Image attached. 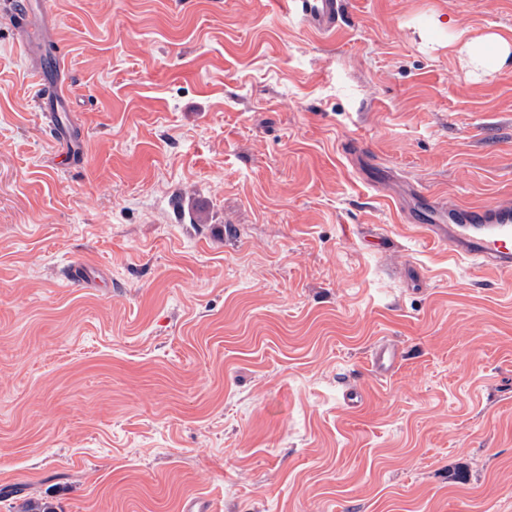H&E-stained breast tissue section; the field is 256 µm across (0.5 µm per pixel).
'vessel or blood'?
Segmentation results:
<instances>
[{
  "instance_id": "b4317fda",
  "label": "vessel or blood",
  "mask_w": 512,
  "mask_h": 512,
  "mask_svg": "<svg viewBox=\"0 0 512 512\" xmlns=\"http://www.w3.org/2000/svg\"><path fill=\"white\" fill-rule=\"evenodd\" d=\"M285 13L311 30L335 31L342 11V0H282ZM13 26L26 47H40L52 34L55 18L47 8L35 7L32 0H16L10 13ZM47 122H54L69 104L68 96L50 82L41 85ZM419 214L404 212L406 223L415 224L428 237L448 248L450 258L467 261L490 271L512 272V203L474 205L446 204L437 196L419 191ZM398 356L395 347L380 344L373 348L374 372L386 373Z\"/></svg>"
}]
</instances>
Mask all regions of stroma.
<instances>
[{
	"mask_svg": "<svg viewBox=\"0 0 512 512\" xmlns=\"http://www.w3.org/2000/svg\"><path fill=\"white\" fill-rule=\"evenodd\" d=\"M43 2L39 56L0 12V512H512V280L398 211L512 201V61L461 52L512 0ZM285 14L320 33L335 32L341 16V0H282ZM59 85V86H58ZM60 89H59V88ZM66 87V80L62 81V76H59V79L55 86L51 85V83L42 78L41 92L43 96V109L48 112H43V116L46 118L48 126L53 127L55 124V130L59 132V126L57 121V112L63 109H68L69 104V96L65 93L63 88ZM61 92H64V95L61 96ZM398 356V349L386 344H380L373 348L371 363L374 373H386Z\"/></svg>",
	"mask_w": 512,
	"mask_h": 512,
	"instance_id": "obj_1",
	"label": "stroma"
}]
</instances>
